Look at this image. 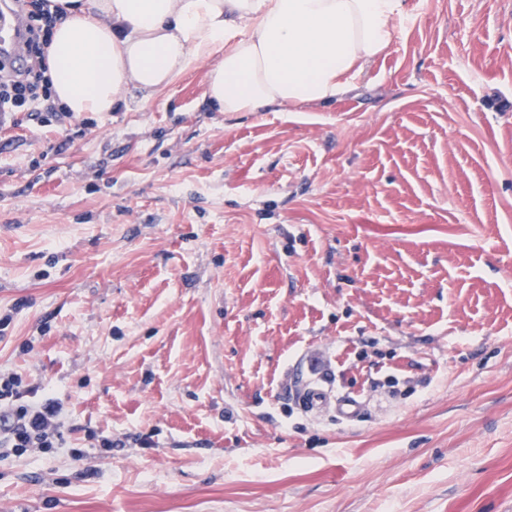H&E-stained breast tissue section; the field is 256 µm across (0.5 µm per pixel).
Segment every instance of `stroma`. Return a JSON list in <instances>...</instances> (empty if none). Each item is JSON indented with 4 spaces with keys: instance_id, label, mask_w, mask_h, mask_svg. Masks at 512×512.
Masks as SVG:
<instances>
[{
    "instance_id": "stroma-1",
    "label": "stroma",
    "mask_w": 512,
    "mask_h": 512,
    "mask_svg": "<svg viewBox=\"0 0 512 512\" xmlns=\"http://www.w3.org/2000/svg\"><path fill=\"white\" fill-rule=\"evenodd\" d=\"M408 4L329 105L213 111L208 60L0 130V372L63 404L0 512H512V0ZM308 365L304 371L306 379L294 390L293 396L307 413L331 412L341 421L356 420L361 411L359 401L351 395L335 396L333 382L328 369L313 373Z\"/></svg>"
}]
</instances>
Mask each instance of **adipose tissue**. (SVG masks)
Segmentation results:
<instances>
[{
	"label": "adipose tissue",
	"mask_w": 512,
	"mask_h": 512,
	"mask_svg": "<svg viewBox=\"0 0 512 512\" xmlns=\"http://www.w3.org/2000/svg\"><path fill=\"white\" fill-rule=\"evenodd\" d=\"M47 48L65 111L112 112L213 60L206 99L219 112L313 107L341 99L391 44L408 0H53Z\"/></svg>",
	"instance_id": "1"
}]
</instances>
